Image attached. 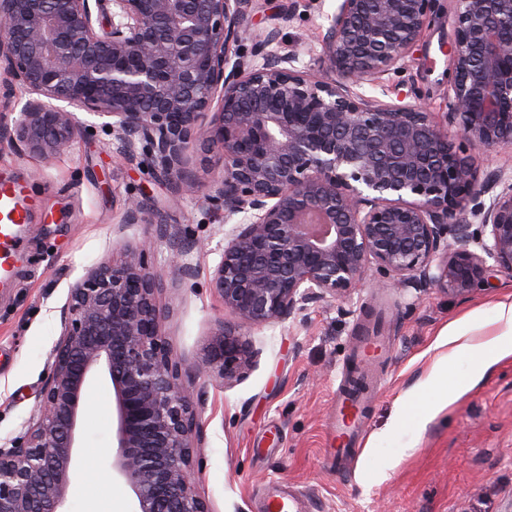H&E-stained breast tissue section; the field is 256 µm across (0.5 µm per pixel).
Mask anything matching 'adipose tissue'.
Returning <instances> with one entry per match:
<instances>
[{
    "instance_id": "ef3b65f1",
    "label": "adipose tissue",
    "mask_w": 512,
    "mask_h": 512,
    "mask_svg": "<svg viewBox=\"0 0 512 512\" xmlns=\"http://www.w3.org/2000/svg\"><path fill=\"white\" fill-rule=\"evenodd\" d=\"M446 333L450 349L433 366L428 385L435 395L419 400L418 406L423 410H442L466 391L467 382L454 379L448 370L451 356L470 354L482 373L492 365L493 355L512 354V302L497 304L492 314L481 319L464 316L451 323Z\"/></svg>"
}]
</instances>
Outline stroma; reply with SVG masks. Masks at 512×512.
<instances>
[{
  "instance_id": "35a3bbf8",
  "label": "stroma",
  "mask_w": 512,
  "mask_h": 512,
  "mask_svg": "<svg viewBox=\"0 0 512 512\" xmlns=\"http://www.w3.org/2000/svg\"><path fill=\"white\" fill-rule=\"evenodd\" d=\"M336 6L337 0H254L249 22L259 32L277 28L297 67L314 68L326 16ZM452 34L453 21L440 10L402 69L386 75L385 87L363 85V93L412 91L431 111H444L442 48ZM79 118L85 134L49 161L21 144H0V183L24 181L32 195L25 231L31 266L0 288V445L24 435L38 413L70 289L121 244L147 233L146 225L122 221L127 199L136 197L167 228L145 261L164 271L161 333L183 383L199 394L195 479L212 512H263V492L274 482L306 492L309 512H512V355L477 381L470 356H455L450 369L469 389L439 413L409 410L448 324L512 301V274H496L465 295L377 285L348 302L311 303L284 323L245 328L252 364L236 381L197 376L218 321H234L210 286L227 243L224 213L201 194L169 205L166 182L145 166L119 162L102 118L84 111ZM174 240L190 274L170 265ZM379 312L387 320L388 358L372 369L379 391L360 450L336 473L324 463L336 384L364 325ZM112 439V387L100 381L82 414L80 446L89 455L77 462L69 512H131L130 490L111 477Z\"/></svg>"
}]
</instances>
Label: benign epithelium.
I'll use <instances>...</instances> for the list:
<instances>
[{"label": "benign epithelium", "instance_id": "7a95c632", "mask_svg": "<svg viewBox=\"0 0 512 512\" xmlns=\"http://www.w3.org/2000/svg\"><path fill=\"white\" fill-rule=\"evenodd\" d=\"M252 0H0V87L27 99L0 136L50 160L108 118L117 156L194 192L187 154L215 150L209 199L234 222L211 288L238 326L349 301L375 268L396 288L458 295L512 274V183L475 151L512 148V0H447L454 18L446 112L356 88L402 68L442 0H340L319 69L251 31ZM251 42V60L240 54ZM489 201H484V196ZM125 224H147L131 198ZM479 230H472L473 226ZM476 244L481 252L470 250ZM151 237L71 289L41 410L0 448V512H67L87 391L112 385V474L133 512H211L196 487L200 426L160 329ZM493 264H487V260ZM200 373L237 378L249 340L220 323Z\"/></svg>", "mask_w": 512, "mask_h": 512}]
</instances>
